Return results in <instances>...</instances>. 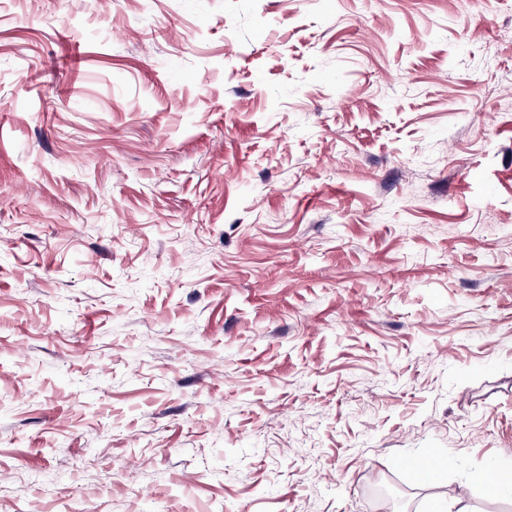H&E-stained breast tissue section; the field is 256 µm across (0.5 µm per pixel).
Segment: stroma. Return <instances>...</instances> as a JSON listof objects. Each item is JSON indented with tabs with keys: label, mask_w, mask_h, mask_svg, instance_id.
I'll return each mask as SVG.
<instances>
[{
	"label": "stroma",
	"mask_w": 512,
	"mask_h": 512,
	"mask_svg": "<svg viewBox=\"0 0 512 512\" xmlns=\"http://www.w3.org/2000/svg\"><path fill=\"white\" fill-rule=\"evenodd\" d=\"M510 97L512 0H0V512H512Z\"/></svg>",
	"instance_id": "obj_1"
}]
</instances>
